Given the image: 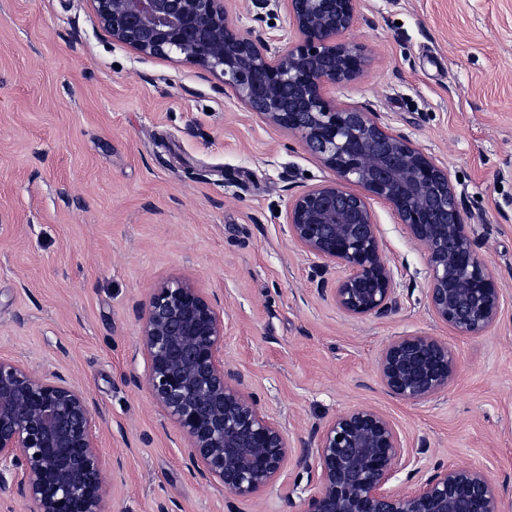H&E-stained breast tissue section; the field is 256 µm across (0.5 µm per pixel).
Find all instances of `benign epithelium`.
<instances>
[{"mask_svg": "<svg viewBox=\"0 0 512 512\" xmlns=\"http://www.w3.org/2000/svg\"><path fill=\"white\" fill-rule=\"evenodd\" d=\"M101 29L142 59L177 57L219 76L251 112L285 128L334 173L292 196L290 240L315 260L319 287L352 318H386L404 293L386 258L372 201L388 203L423 251L425 300L460 337L480 336L499 320L503 294L479 257L478 234L465 223L448 171L372 112L350 109L332 90L360 77L363 45L342 39L356 0H279L296 39L245 35L224 0H89ZM345 274L328 288L332 265ZM145 384L180 430L193 467L235 500L253 502L285 476L306 473L285 496L299 512H501L498 484L472 465H420L393 422L371 406L340 412L314 429L310 447L292 448L284 428L262 409L243 376L224 368V313L204 289L171 278L137 308ZM458 361L426 334L392 338L378 376L407 403L448 387ZM98 416L87 392L0 354V484L12 480L34 512H104ZM412 489L392 487L402 472Z\"/></svg>", "mask_w": 512, "mask_h": 512, "instance_id": "1", "label": "benign epithelium"}]
</instances>
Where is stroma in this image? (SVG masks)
Returning <instances> with one entry per match:
<instances>
[{"mask_svg":"<svg viewBox=\"0 0 512 512\" xmlns=\"http://www.w3.org/2000/svg\"><path fill=\"white\" fill-rule=\"evenodd\" d=\"M242 33L291 39L284 8L232 0ZM346 40L365 72L337 98L375 113L448 169L504 292L496 326L460 339L429 311L427 264L373 204L406 296L390 318L346 316L287 233L294 193L331 179L288 130L216 94L214 76L113 44L89 0H0V353L82 385L99 415L106 512H227L188 466L145 386L137 305L185 277L224 311V363L305 447L348 408L387 414L430 465L485 469L512 512V0H358ZM425 332L460 370L412 405L377 375L384 345Z\"/></svg>","mask_w":512,"mask_h":512,"instance_id":"obj_1","label":"stroma"}]
</instances>
